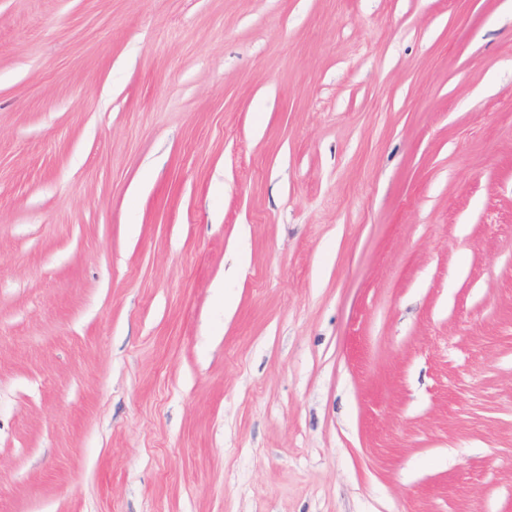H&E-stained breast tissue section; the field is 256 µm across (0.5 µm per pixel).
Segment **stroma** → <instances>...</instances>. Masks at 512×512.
Listing matches in <instances>:
<instances>
[{"mask_svg":"<svg viewBox=\"0 0 512 512\" xmlns=\"http://www.w3.org/2000/svg\"><path fill=\"white\" fill-rule=\"evenodd\" d=\"M0 512H512V0H0Z\"/></svg>","mask_w":512,"mask_h":512,"instance_id":"1","label":"stroma"}]
</instances>
